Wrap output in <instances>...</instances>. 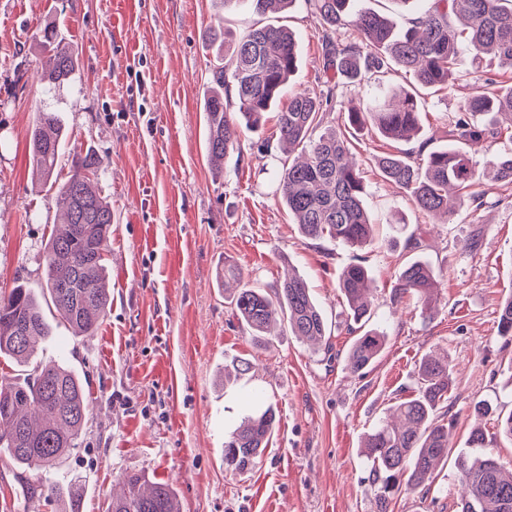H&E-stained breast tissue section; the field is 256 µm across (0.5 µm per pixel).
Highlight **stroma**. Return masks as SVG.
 I'll return each mask as SVG.
<instances>
[{
  "mask_svg": "<svg viewBox=\"0 0 512 512\" xmlns=\"http://www.w3.org/2000/svg\"><path fill=\"white\" fill-rule=\"evenodd\" d=\"M257 19L234 0H0V294L17 284L44 286L43 249L58 213L44 178L33 172L28 134L38 111L58 113L65 134L56 174L74 152L101 160L95 184L112 206L106 247L111 303L91 336L56 324L41 361L68 365L82 380L92 413L77 448L52 471L79 485L80 512H108L121 475L138 472L169 484L181 512H376L363 437L386 410L413 395L420 359L447 354L453 366L452 449L481 426L485 450L512 464V441L474 402L512 411V343L498 335L501 301L512 295V184L487 175V161L512 152L490 138L470 154L483 172L482 206L451 222L416 211L383 180L377 156L428 155L455 145V122L478 81L512 85V70L486 63L455 70L446 89L422 93V130L394 141L373 127L347 124L350 101L365 88L338 84L324 126H342L364 170V205L378 229L353 249L305 239L282 205L278 173L286 159L275 139V112L246 134L240 150L211 168L205 150L204 93L224 51L208 38ZM275 21L299 38L290 87L324 91L319 24L305 0ZM70 45L79 66L46 89L43 31ZM405 222L394 230L391 218ZM421 246L409 251L407 238ZM418 256L441 272L440 303L423 316L416 298L394 299L401 266ZM364 261L372 278L371 323L386 335L365 374L345 367L352 342L338 288L343 268ZM274 292L293 272L331 327L330 351L307 348L278 323L270 348L234 315L224 297V266ZM246 359L252 371L232 381L224 365ZM277 422L268 447L243 473L224 466V437L259 408ZM39 475L0 454V512H46ZM457 469L436 471L428 494L395 498L387 512H456Z\"/></svg>",
  "mask_w": 512,
  "mask_h": 512,
  "instance_id": "obj_1",
  "label": "stroma"
}]
</instances>
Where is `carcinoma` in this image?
<instances>
[{"instance_id":"1","label":"carcinoma","mask_w":512,"mask_h":512,"mask_svg":"<svg viewBox=\"0 0 512 512\" xmlns=\"http://www.w3.org/2000/svg\"><path fill=\"white\" fill-rule=\"evenodd\" d=\"M252 11L265 15L280 5L291 8L296 0H247ZM318 20L323 47L326 94L312 97L286 92L290 76L298 68L295 33L284 25L265 23L236 38L221 29L212 36L224 38V54L232 72L217 66L204 101L207 126V158L216 168L239 146L240 127L258 129L266 112L279 107L278 140L307 153L278 174L279 193L288 212L309 240L325 237L351 248L373 242L374 223L363 196L362 171L351 152V143L334 127L315 134L323 121L324 103L333 97L342 78L362 80L395 65L411 74L425 89L445 87L455 68L479 64L492 57L512 70V0H428L429 7L409 26L398 29L375 11H354L353 0H306ZM457 14L463 29L453 27L449 16ZM352 28L356 42L338 37ZM42 48L51 61L47 89L69 80L77 66L72 48L43 35ZM233 90L237 112H230L224 93ZM395 104L372 107L352 104L347 119L353 126L373 125L385 138L408 141L420 133L421 102L410 91L391 95ZM455 136L477 145L487 137L508 133L512 139V86L491 90L479 84L465 99ZM63 128L55 112H38L30 131V156L36 168L51 177L57 165ZM495 177L512 184V153L491 161ZM380 176L397 186L412 206L425 214L453 217L469 199L480 200L478 178L461 149L436 150L420 163L413 153L387 154L376 159ZM98 172V156L73 154L68 178L57 188L54 202L62 213L60 224L45 246L46 289L58 318L78 335L96 332L107 313L110 289L104 274L106 242L112 225V208L91 188ZM224 278L236 283L230 295L238 318L259 334L277 318L289 331L308 341H328L331 329L314 301L307 283L288 276L274 295L244 281L243 272L224 266ZM371 278L362 263L347 266L339 288L345 299L347 330L355 339L346 355L350 372L371 366L386 344V336L366 329L372 318L368 300ZM437 287L431 264L421 258L406 262L393 285L394 299L417 297L425 311H433ZM52 335L41 305L23 285L0 297V355L20 363L31 361L35 349ZM498 336L512 341V296L500 304ZM414 396L390 409L363 438L362 454L379 512L401 492H416L430 475L448 461V429L453 419L445 409L452 383L448 357L425 355L418 366ZM91 406L81 381L67 367L37 363L21 381L0 380V448L10 458L42 471L53 468L72 448L90 415ZM479 417L496 414L498 434L512 440V411L504 415L480 400L473 405ZM276 426V413L268 407L249 415L224 441V466L244 472L267 447ZM461 483L458 512H512V470L486 454H462L456 459ZM138 473L120 479V492L112 496L109 512H181L174 489L163 483L148 487ZM81 491L63 488L46 477L40 498L52 512H80Z\"/></svg>"}]
</instances>
